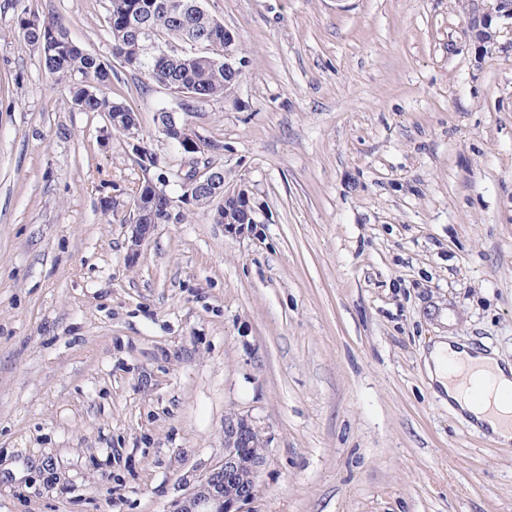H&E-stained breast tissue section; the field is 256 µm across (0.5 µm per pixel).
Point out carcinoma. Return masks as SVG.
<instances>
[{
	"label": "carcinoma",
	"instance_id": "1",
	"mask_svg": "<svg viewBox=\"0 0 512 512\" xmlns=\"http://www.w3.org/2000/svg\"><path fill=\"white\" fill-rule=\"evenodd\" d=\"M106 12L112 56L128 63L126 69L184 94L185 111L224 95L231 78L224 71V25L202 7L201 0H107ZM28 16L26 11L18 16L19 33L25 44L38 50L44 69L51 75L79 76L69 86L77 109L104 114L112 129L126 135L137 131L126 120L132 108L107 95L112 65L86 49L58 21L39 19L34 27L26 24ZM132 21L149 31V39L135 36ZM153 41L201 45L205 50H171L162 56L150 49ZM151 186L152 182L144 181L136 189L134 211L140 213L142 224H164L169 220L171 200L155 199ZM190 201L213 207V222L224 223V194L203 190Z\"/></svg>",
	"mask_w": 512,
	"mask_h": 512
}]
</instances>
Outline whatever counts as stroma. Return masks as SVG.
Masks as SVG:
<instances>
[{
    "label": "stroma",
    "instance_id": "1",
    "mask_svg": "<svg viewBox=\"0 0 512 512\" xmlns=\"http://www.w3.org/2000/svg\"><path fill=\"white\" fill-rule=\"evenodd\" d=\"M241 41L229 96L113 63L155 162L74 105L16 31L111 61L106 0H0V512H170L267 441L254 512H512V444L451 412L437 337L512 362V26L468 0H202ZM219 143L257 234L182 197L157 115ZM172 200L136 264L133 196Z\"/></svg>",
    "mask_w": 512,
    "mask_h": 512
}]
</instances>
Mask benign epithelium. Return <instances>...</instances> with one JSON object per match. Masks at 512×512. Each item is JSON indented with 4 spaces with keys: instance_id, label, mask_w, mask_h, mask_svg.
Segmentation results:
<instances>
[{
    "instance_id": "obj_1",
    "label": "benign epithelium",
    "mask_w": 512,
    "mask_h": 512,
    "mask_svg": "<svg viewBox=\"0 0 512 512\" xmlns=\"http://www.w3.org/2000/svg\"><path fill=\"white\" fill-rule=\"evenodd\" d=\"M237 37L224 30V67L235 73L242 71ZM164 127L166 135L177 140L189 153L200 150L198 141L187 128L178 127L176 113H167ZM221 176L210 168L193 170L183 183L187 194L202 187H220ZM251 208L248 189L240 187L224 194V225L228 229L244 232ZM153 225L136 224L129 240L128 259L135 261ZM257 429L245 417L231 415L224 419V458L214 464L176 501L171 512H252L261 470L266 462V443L256 446Z\"/></svg>"
}]
</instances>
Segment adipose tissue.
Masks as SVG:
<instances>
[{"label":"adipose tissue","instance_id":"ef3b65f1","mask_svg":"<svg viewBox=\"0 0 512 512\" xmlns=\"http://www.w3.org/2000/svg\"><path fill=\"white\" fill-rule=\"evenodd\" d=\"M426 366L431 379L447 396L450 408L488 428L497 438L512 439V430L487 412L492 404L503 411L512 409L507 399L512 393V364L443 340L433 346Z\"/></svg>","mask_w":512,"mask_h":512}]
</instances>
